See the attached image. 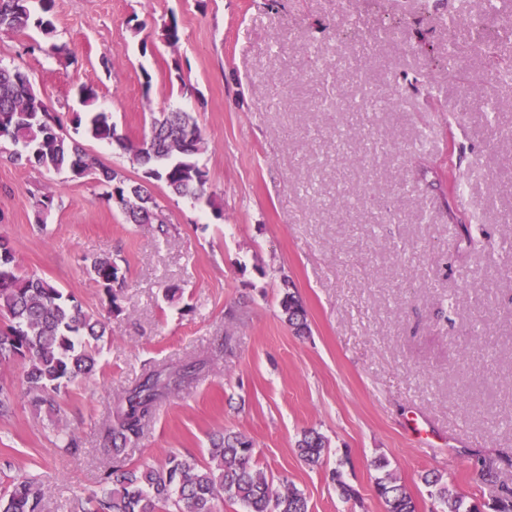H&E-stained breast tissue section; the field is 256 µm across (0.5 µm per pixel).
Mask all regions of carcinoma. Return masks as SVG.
Returning <instances> with one entry per match:
<instances>
[{"mask_svg": "<svg viewBox=\"0 0 512 512\" xmlns=\"http://www.w3.org/2000/svg\"><path fill=\"white\" fill-rule=\"evenodd\" d=\"M53 7L54 0H0V33L35 27L49 37L54 32L49 19ZM80 97L88 111L74 113L73 123L84 127L87 137L115 142L131 152L141 171L138 179L115 173L67 138L58 116L35 94L27 75L0 64V138L14 146L11 159L109 183V198L135 224L156 219L158 203L146 188L153 181L163 183L172 195L215 207L200 162L202 131L190 113L151 115L148 130L132 143L118 133L108 113L93 111V87H81ZM88 273L104 287L112 313L120 314L117 290L125 286L120 266L98 258ZM280 307L295 334L308 332L306 310L295 295L285 293ZM105 333L106 325L74 297L36 273H21L11 247L0 238V360L23 362L25 393L35 406L55 414L56 395L94 372ZM204 366L198 360L152 369L126 391L103 435V453L112 465L100 478V492L88 498L89 507L82 512H223L226 502L242 505L244 512H310L306 497L296 488L274 487L256 461L253 440L240 432L213 434L206 462L174 451L159 467L126 462L127 445L140 437L159 401L194 380ZM15 396L12 386L0 382V417L12 412ZM325 448L324 437L314 430L303 432L296 444L297 455L308 465L318 464ZM480 477L494 491L493 512H512V487L498 482L490 467H482ZM424 483L441 512H484L485 505L450 495L437 472L426 474ZM376 492L385 512H417L412 497L388 473L377 479ZM48 493L41 477L20 476L0 493V512H44Z\"/></svg>", "mask_w": 512, "mask_h": 512, "instance_id": "obj_1", "label": "carcinoma"}]
</instances>
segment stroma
<instances>
[{
    "instance_id": "1",
    "label": "stroma",
    "mask_w": 512,
    "mask_h": 512,
    "mask_svg": "<svg viewBox=\"0 0 512 512\" xmlns=\"http://www.w3.org/2000/svg\"><path fill=\"white\" fill-rule=\"evenodd\" d=\"M54 12L61 53L30 28L0 34V63L25 72L67 137L131 179L127 151L75 131L79 87L133 140L150 113H192L215 204L152 183L160 237L127 222L106 185L13 163L0 141V238L22 270L107 324L95 374L60 394L56 417L26 396L21 361H0L17 392L0 418V492L43 475L46 512H71L99 488L118 398L146 370L197 358L208 366L158 403L132 463L158 466L172 450L203 460L210 434L233 430L310 512H384L379 460L417 512L439 510L430 471L470 501L493 496L481 462L512 485V81L488 58L512 59V0L487 15L464 0H55ZM393 16L406 20L396 37L336 41ZM173 20L170 46L160 33ZM104 257L126 277L118 315L87 273ZM288 291L308 334L283 319ZM55 423L79 453L61 448ZM308 429L327 442L317 467L296 453ZM337 467L357 499L340 498Z\"/></svg>"
}]
</instances>
